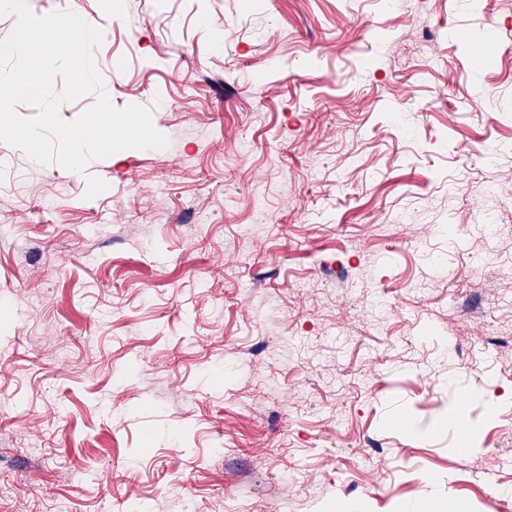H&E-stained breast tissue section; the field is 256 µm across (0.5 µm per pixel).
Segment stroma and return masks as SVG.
<instances>
[{
    "label": "stroma",
    "mask_w": 512,
    "mask_h": 512,
    "mask_svg": "<svg viewBox=\"0 0 512 512\" xmlns=\"http://www.w3.org/2000/svg\"><path fill=\"white\" fill-rule=\"evenodd\" d=\"M28 6L169 144L0 141V512H512V0Z\"/></svg>",
    "instance_id": "1"
}]
</instances>
